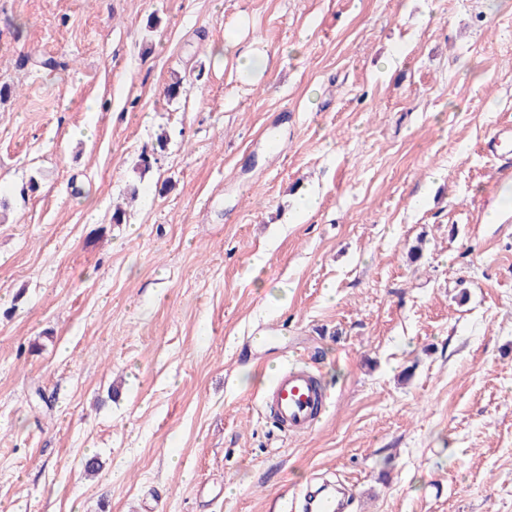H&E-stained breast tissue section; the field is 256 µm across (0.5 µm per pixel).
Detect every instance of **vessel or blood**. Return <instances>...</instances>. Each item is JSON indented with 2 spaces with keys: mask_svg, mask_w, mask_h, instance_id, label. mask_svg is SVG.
<instances>
[{
  "mask_svg": "<svg viewBox=\"0 0 512 512\" xmlns=\"http://www.w3.org/2000/svg\"><path fill=\"white\" fill-rule=\"evenodd\" d=\"M326 399L325 391L311 371L289 367L275 380L264 405L283 430L304 434L314 428Z\"/></svg>",
  "mask_w": 512,
  "mask_h": 512,
  "instance_id": "obj_1",
  "label": "vessel or blood"
}]
</instances>
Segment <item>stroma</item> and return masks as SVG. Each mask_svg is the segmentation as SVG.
I'll return each instance as SVG.
<instances>
[{"label":"stroma","mask_w":512,"mask_h":512,"mask_svg":"<svg viewBox=\"0 0 512 512\" xmlns=\"http://www.w3.org/2000/svg\"><path fill=\"white\" fill-rule=\"evenodd\" d=\"M0 86V512H512V0H0ZM239 42L232 35L224 36V43L214 47V54L217 58H223L228 54L236 53L240 62V67L244 71L263 73L267 67L269 58L265 51L253 49L248 52H240ZM327 395L309 370L287 367L275 380L264 405L283 430L294 434L310 432Z\"/></svg>","instance_id":"35a3bbf8"}]
</instances>
